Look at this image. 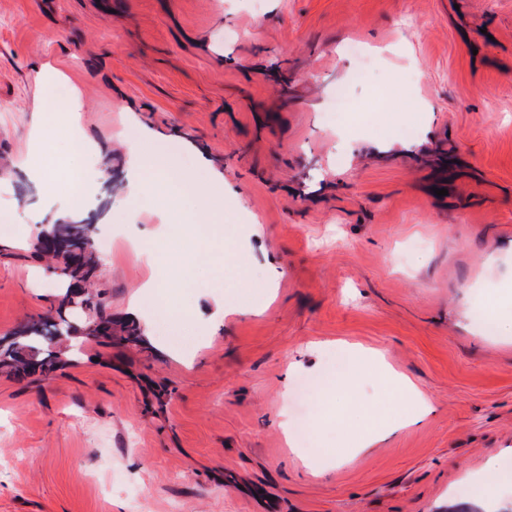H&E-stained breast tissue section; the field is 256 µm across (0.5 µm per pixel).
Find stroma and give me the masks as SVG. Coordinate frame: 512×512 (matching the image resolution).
I'll return each mask as SVG.
<instances>
[{
  "instance_id": "obj_1",
  "label": "stroma",
  "mask_w": 512,
  "mask_h": 512,
  "mask_svg": "<svg viewBox=\"0 0 512 512\" xmlns=\"http://www.w3.org/2000/svg\"><path fill=\"white\" fill-rule=\"evenodd\" d=\"M76 91L77 123L39 158L111 165L85 216L114 248L97 272L123 318L152 269L110 215L142 130L167 163L181 245L157 246L162 305L142 345L83 341L49 378L0 373V512H497L473 500L512 468V323L466 318L512 300V0H0V336L58 305L22 206L36 70ZM369 80L357 79L360 66ZM345 88L343 124L327 108ZM81 139L89 155L73 156ZM222 171L190 202L186 166ZM445 185V196L433 189ZM220 223L246 267L193 237ZM222 292L235 314L213 321ZM184 336L178 348L167 330ZM381 351L431 404L361 452L326 415L336 347ZM381 418L416 407L356 379ZM288 429H281V421ZM341 453L334 465L330 456Z\"/></svg>"
}]
</instances>
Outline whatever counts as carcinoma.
Here are the masks:
<instances>
[{
    "mask_svg": "<svg viewBox=\"0 0 512 512\" xmlns=\"http://www.w3.org/2000/svg\"><path fill=\"white\" fill-rule=\"evenodd\" d=\"M31 251L48 260L64 281L66 292L55 314L19 323L12 331L13 348L0 359V370L18 380L35 374L48 376L62 363L54 350L57 340L70 336H97L110 346L114 338L143 342L140 327L118 325L92 291L99 256L93 244L92 225L85 218L61 219L37 233Z\"/></svg>",
    "mask_w": 512,
    "mask_h": 512,
    "instance_id": "carcinoma-1",
    "label": "carcinoma"
}]
</instances>
